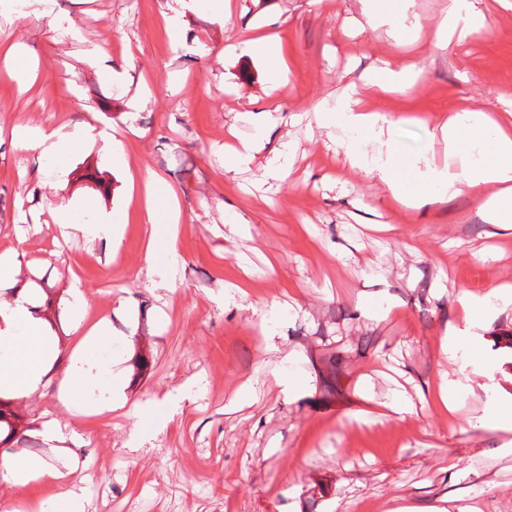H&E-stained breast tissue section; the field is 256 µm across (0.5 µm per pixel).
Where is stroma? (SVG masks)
<instances>
[{
    "label": "stroma",
    "instance_id": "stroma-1",
    "mask_svg": "<svg viewBox=\"0 0 512 512\" xmlns=\"http://www.w3.org/2000/svg\"><path fill=\"white\" fill-rule=\"evenodd\" d=\"M170 2L32 0L0 18V46L20 44L29 65L21 82L0 58V254L39 285L58 352L45 386L12 399L26 429L10 455L72 475L67 488L0 480V512H395L448 499L512 512V431L484 419L512 399V310L489 318L486 364L461 375L457 410L437 403L455 369L439 351L444 326L462 294L512 283V232L486 224L467 192L401 207L349 166L317 109L382 62L421 67L417 83L367 91L363 106L394 120L407 159L441 162L433 125L465 106L512 110V9L481 0L484 27L440 49L448 0H397L402 36L377 22L382 0H230L227 21L183 0L174 28ZM265 35L284 73L243 50ZM262 109L279 123L242 121ZM17 125L106 128L123 160L98 141L26 149ZM258 132L263 150L225 171V143ZM284 142L288 175L266 182ZM146 174L150 222L128 196ZM171 193L183 213L172 271L164 239L146 252ZM62 206L77 224L108 214L121 240L58 227ZM385 223L396 232H379ZM150 265L168 287H154ZM243 278L246 306L225 303ZM99 320L114 332L96 341ZM111 361L121 404L96 372ZM401 395L412 412L389 414ZM51 424L65 442L48 441Z\"/></svg>",
    "mask_w": 512,
    "mask_h": 512
}]
</instances>
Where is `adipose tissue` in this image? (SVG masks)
Wrapping results in <instances>:
<instances>
[{"label":"adipose tissue","instance_id":"1","mask_svg":"<svg viewBox=\"0 0 512 512\" xmlns=\"http://www.w3.org/2000/svg\"><path fill=\"white\" fill-rule=\"evenodd\" d=\"M483 21L475 0H448V14L436 32L437 41L448 45L452 36L477 32ZM359 96V87L349 86L331 114L336 128L361 133L371 145L367 151L348 148L352 166L379 181L406 207H421L439 196L469 190L476 195L485 222L512 229V116L495 120L481 111L463 110L439 127L446 144L443 162L420 171L392 141L391 120L359 109ZM3 288L13 289L14 297L12 308L0 314V346L11 352L10 359L0 361V394H33L43 387L57 352L46 339L48 324L34 301L36 284L0 278ZM486 316V299L461 300L460 322L446 325L441 354L463 367L480 364L483 353L477 332L484 328Z\"/></svg>","mask_w":512,"mask_h":512}]
</instances>
